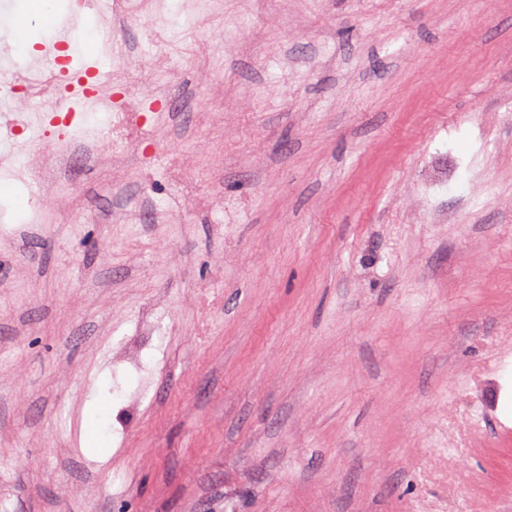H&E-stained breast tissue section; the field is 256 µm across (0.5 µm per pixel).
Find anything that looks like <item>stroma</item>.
Masks as SVG:
<instances>
[{
    "label": "stroma",
    "instance_id": "obj_1",
    "mask_svg": "<svg viewBox=\"0 0 512 512\" xmlns=\"http://www.w3.org/2000/svg\"><path fill=\"white\" fill-rule=\"evenodd\" d=\"M4 2L29 64L56 32ZM191 5L161 97L147 22L83 13L140 127L73 152L56 223L0 180V499L512 512V0Z\"/></svg>",
    "mask_w": 512,
    "mask_h": 512
}]
</instances>
